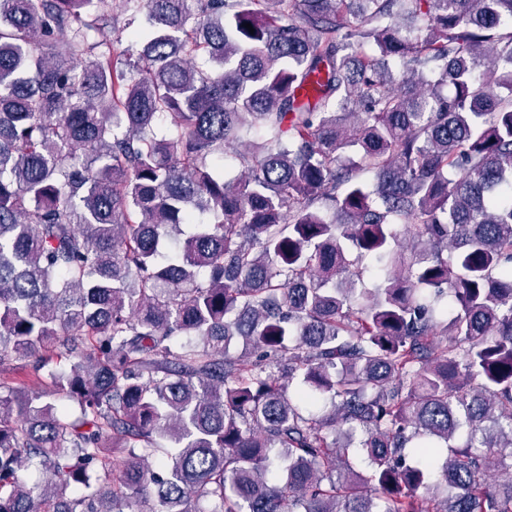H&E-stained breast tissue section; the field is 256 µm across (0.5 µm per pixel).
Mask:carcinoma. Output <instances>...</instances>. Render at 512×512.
I'll return each instance as SVG.
<instances>
[{"instance_id":"carcinoma-1","label":"carcinoma","mask_w":512,"mask_h":512,"mask_svg":"<svg viewBox=\"0 0 512 512\" xmlns=\"http://www.w3.org/2000/svg\"><path fill=\"white\" fill-rule=\"evenodd\" d=\"M509 21L0 0V512H512Z\"/></svg>"}]
</instances>
